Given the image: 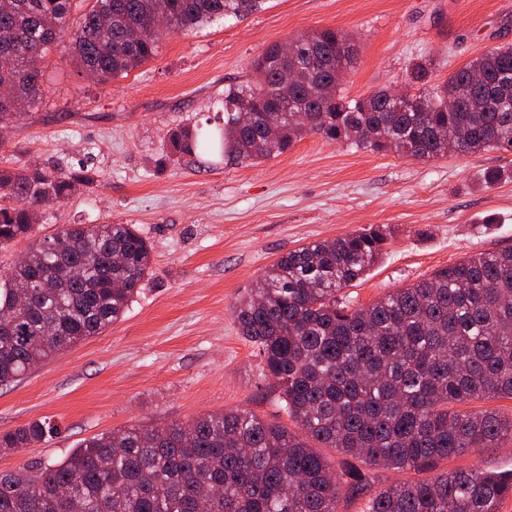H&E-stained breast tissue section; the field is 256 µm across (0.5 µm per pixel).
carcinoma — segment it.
<instances>
[{
    "mask_svg": "<svg viewBox=\"0 0 512 512\" xmlns=\"http://www.w3.org/2000/svg\"><path fill=\"white\" fill-rule=\"evenodd\" d=\"M0 0V91L39 103L44 57L61 44L85 72L108 83L154 57L174 31L189 32L252 0ZM163 16L165 31L153 27ZM347 34L332 28L297 36L286 57L272 44L253 63L262 78L224 88V125L184 127L175 156L232 158L249 165L277 157L308 133L358 149L419 161L512 149V107L491 101L512 46L492 48L457 69L437 91L380 90L349 99L334 80L351 64ZM487 82L448 111L443 95L475 70ZM246 103L249 111H238ZM304 110L312 121L273 107ZM277 134L267 136V117ZM87 165L0 168V246L31 235L40 198L64 202L95 183ZM389 232L375 225L312 242L278 258L238 299L241 336L262 357L290 430L251 411L199 415L187 423L130 427L79 443L62 461L0 473V512H338L359 476L332 468L313 443L376 469L420 467L512 440V416L458 412L456 403L512 399V249L479 253L397 288L368 306L337 294L377 264ZM152 246L134 224H65L32 245L0 277V384L120 320L141 289ZM38 272L60 287L37 288ZM24 295L26 307H16ZM49 434L35 421L0 435L1 450ZM512 498V471L474 468L389 486L364 512H499Z\"/></svg>",
    "mask_w": 512,
    "mask_h": 512,
    "instance_id": "1",
    "label": "carcinoma"
}]
</instances>
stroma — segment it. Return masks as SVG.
Segmentation results:
<instances>
[{
  "mask_svg": "<svg viewBox=\"0 0 512 512\" xmlns=\"http://www.w3.org/2000/svg\"><path fill=\"white\" fill-rule=\"evenodd\" d=\"M325 28L358 44L345 95L398 94L410 89L412 62H431L434 87L512 45V0H258L240 16L167 36L153 58L105 84L64 52L42 60V101L0 136V161L51 168L89 157L99 177L42 208L32 238L0 248V276L65 224L137 225L152 268L119 321L0 384V434L39 420L55 426L46 441L0 452V472L55 463L98 433L204 413L242 409L291 426L232 313L288 251L387 227L382 259L343 291L367 306L436 269L512 249V151L421 162L310 133L254 166L170 158L169 131L221 123L225 86L253 80L251 64L268 45ZM476 467L511 471L512 441L418 468L369 469V484L343 495L338 512H364L390 484Z\"/></svg>",
  "mask_w": 512,
  "mask_h": 512,
  "instance_id": "35a3bbf8",
  "label": "stroma"
}]
</instances>
